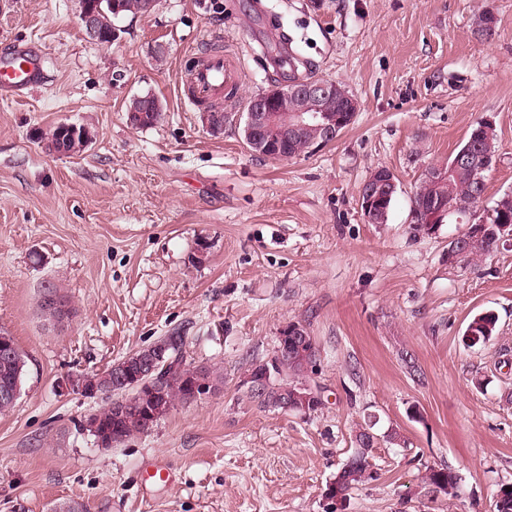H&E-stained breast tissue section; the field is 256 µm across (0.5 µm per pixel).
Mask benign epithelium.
Segmentation results:
<instances>
[{
  "instance_id": "1",
  "label": "benign epithelium",
  "mask_w": 512,
  "mask_h": 512,
  "mask_svg": "<svg viewBox=\"0 0 512 512\" xmlns=\"http://www.w3.org/2000/svg\"><path fill=\"white\" fill-rule=\"evenodd\" d=\"M80 19L87 34L101 43L103 39L112 42L119 36L117 28L105 33L104 20L97 0H78ZM342 100L340 109L332 112L326 103L334 98ZM142 101L146 109L128 113L132 126L138 127L145 120V112H162L158 99L151 96H135ZM358 111V102L331 80H297L273 86L268 91L252 98L243 113L242 132L249 150L260 157L288 159L294 156L291 146L302 140L304 134L316 131L319 144L336 140L344 127L349 125L354 112ZM203 127L213 136L224 132V114L221 112L201 113ZM380 189L368 190L360 199V208L369 224H383L388 214V201L396 189L393 173L386 167L374 170L368 178ZM419 211L424 214L425 225L429 230L444 220L450 219L452 210L446 204L422 202ZM41 304L53 312V320L62 321L68 317L69 306L57 296L44 292L40 295ZM165 351L160 350L148 360H138L129 365L121 363L114 367L113 376L117 385L125 390L123 402L113 405L119 411H125L128 405H137L141 413L154 423L160 412L166 407L163 379L159 373L160 363Z\"/></svg>"
}]
</instances>
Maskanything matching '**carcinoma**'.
I'll return each mask as SVG.
<instances>
[{
  "label": "carcinoma",
  "instance_id": "carcinoma-1",
  "mask_svg": "<svg viewBox=\"0 0 512 512\" xmlns=\"http://www.w3.org/2000/svg\"><path fill=\"white\" fill-rule=\"evenodd\" d=\"M463 144L469 146L471 164H480L485 153L498 151L497 134L489 135L481 130L479 121L467 133ZM485 191L486 184L472 182L469 171L464 167L455 171L445 185L433 188L421 181L415 191V195L419 197L442 200L457 212L473 217L471 221H463L467 228L462 236L468 237L471 232L478 231L482 233V237L477 246L461 254L460 261L465 267L474 265L497 251L501 238L498 225L512 224L511 204L507 205L503 213L495 206L485 215L478 213ZM496 324V316L489 311L474 316L464 333V345L471 348L486 343L495 334ZM161 343L167 345V350L160 374L165 379L166 396L171 405L186 404L190 388L195 385L216 389L223 383L224 377L218 368L206 364L194 365L187 361L183 352L184 337L179 335L165 336L134 352V355L150 357ZM25 367L26 361L21 353L10 359L0 357V387L22 385ZM311 368L309 360L300 356L290 343L282 348L281 356L276 358L275 366L271 367L275 375L267 391L258 395L250 394L248 398L262 409L280 410L285 399L309 385L307 374ZM85 381L87 386L103 395L110 394L114 399L121 398V394L113 391L110 366L87 375ZM79 430L95 440L106 437L113 446L148 432L146 419L141 412L131 409L119 415L112 411V404L109 402L101 410L86 416L80 422ZM376 440L371 426L358 428L355 434V451L336 473L335 480L329 488H334L347 497L355 488L373 477L371 457ZM423 483L425 488L450 499L459 496L458 476L448 468H429L423 477ZM495 512H512V484H503L499 488Z\"/></svg>",
  "mask_w": 512,
  "mask_h": 512
}]
</instances>
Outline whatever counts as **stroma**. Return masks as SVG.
<instances>
[{
    "label": "stroma",
    "instance_id": "35a3bbf8",
    "mask_svg": "<svg viewBox=\"0 0 512 512\" xmlns=\"http://www.w3.org/2000/svg\"><path fill=\"white\" fill-rule=\"evenodd\" d=\"M486 7L491 42L472 33ZM116 26L101 44L77 0H0V54L45 61L31 89L0 95V329L27 360L0 414V512L67 500L87 512H326L365 423L373 478L345 512H493L512 483V246L453 270L460 225L417 237L409 225L425 168L485 117L499 150L481 206L512 192V0H158ZM197 46L235 54L244 103L281 82L289 54L297 76L349 90L354 121L288 160L250 152L238 111L211 136L178 86ZM145 94L162 118L132 127L128 102ZM61 122L90 132L79 154L43 148ZM381 166L397 194L387 222L369 224L360 191ZM48 284L70 302L63 323L38 308ZM483 311L497 333L465 347ZM291 321L318 349L308 380L324 405L307 416L258 408L243 383ZM174 332L223 386L150 433L96 446L78 425L103 401L63 379ZM154 460L172 481L143 487ZM431 467L460 476L458 498L424 488Z\"/></svg>",
    "mask_w": 512,
    "mask_h": 512
}]
</instances>
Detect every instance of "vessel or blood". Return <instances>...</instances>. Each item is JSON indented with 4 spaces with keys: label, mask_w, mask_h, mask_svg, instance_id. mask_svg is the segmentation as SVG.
I'll list each match as a JSON object with an SVG mask.
<instances>
[{
    "label": "vessel or blood",
    "mask_w": 512,
    "mask_h": 512,
    "mask_svg": "<svg viewBox=\"0 0 512 512\" xmlns=\"http://www.w3.org/2000/svg\"><path fill=\"white\" fill-rule=\"evenodd\" d=\"M193 63L179 77L188 104L220 103L231 107L239 99L241 67L227 50H191ZM44 60L35 54L10 53L0 57V92H16L34 84Z\"/></svg>",
    "instance_id": "vessel-or-blood-1"
}]
</instances>
